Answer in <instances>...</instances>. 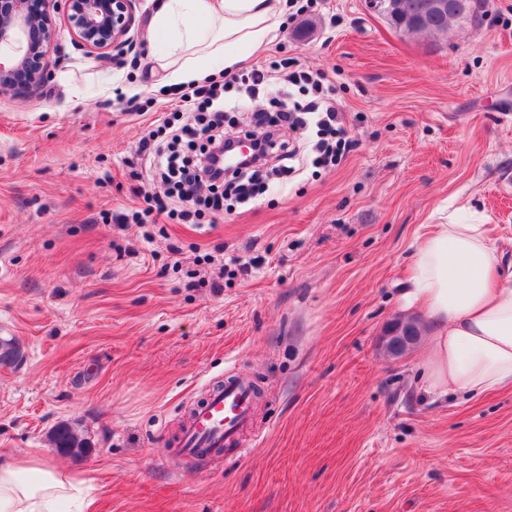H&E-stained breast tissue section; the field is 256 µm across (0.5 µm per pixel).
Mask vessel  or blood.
I'll return each instance as SVG.
<instances>
[{
  "label": "vessel or blood",
  "instance_id": "obj_1",
  "mask_svg": "<svg viewBox=\"0 0 512 512\" xmlns=\"http://www.w3.org/2000/svg\"><path fill=\"white\" fill-rule=\"evenodd\" d=\"M256 396L257 385L250 377H225L223 387L193 410L181 431L177 454L197 459L241 458L246 452L243 438L254 426Z\"/></svg>",
  "mask_w": 512,
  "mask_h": 512
}]
</instances>
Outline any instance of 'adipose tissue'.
<instances>
[{
  "label": "adipose tissue",
  "instance_id": "1",
  "mask_svg": "<svg viewBox=\"0 0 512 512\" xmlns=\"http://www.w3.org/2000/svg\"><path fill=\"white\" fill-rule=\"evenodd\" d=\"M299 8L297 0H161L148 24L169 85L218 78L260 56ZM408 304L432 328L423 369L430 392L475 395L512 388V273L489 225L459 213L422 225L411 254ZM91 472L61 471L36 452L0 460V512H61L81 497Z\"/></svg>",
  "mask_w": 512,
  "mask_h": 512
}]
</instances>
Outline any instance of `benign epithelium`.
<instances>
[{"mask_svg": "<svg viewBox=\"0 0 512 512\" xmlns=\"http://www.w3.org/2000/svg\"><path fill=\"white\" fill-rule=\"evenodd\" d=\"M137 0H0V90L27 95L48 82L50 67L69 59L58 42L56 16H63L74 31L76 50L100 57L119 58L135 47L130 36L135 26ZM448 9V0H423L415 25ZM412 324L390 325L386 347L400 351L411 340Z\"/></svg>", "mask_w": 512, "mask_h": 512, "instance_id": "obj_1", "label": "benign epithelium"}]
</instances>
